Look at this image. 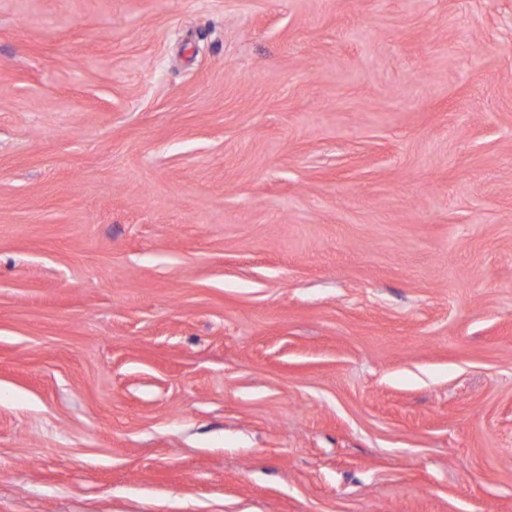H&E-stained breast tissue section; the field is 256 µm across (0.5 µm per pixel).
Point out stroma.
<instances>
[{
    "instance_id": "stroma-1",
    "label": "stroma",
    "mask_w": 512,
    "mask_h": 512,
    "mask_svg": "<svg viewBox=\"0 0 512 512\" xmlns=\"http://www.w3.org/2000/svg\"><path fill=\"white\" fill-rule=\"evenodd\" d=\"M0 512H512V0H0Z\"/></svg>"
}]
</instances>
